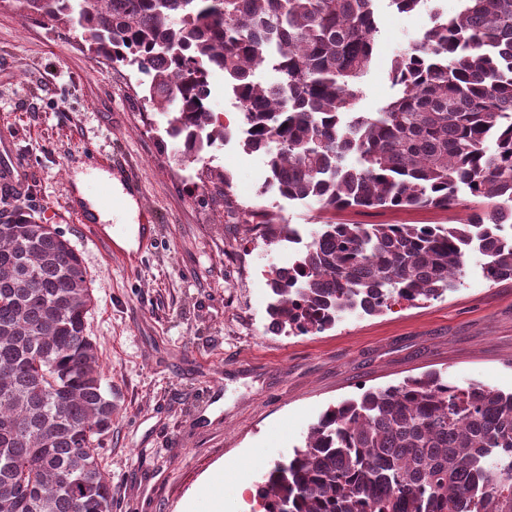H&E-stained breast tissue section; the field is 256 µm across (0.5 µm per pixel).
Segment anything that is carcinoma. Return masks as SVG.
Listing matches in <instances>:
<instances>
[{
    "mask_svg": "<svg viewBox=\"0 0 512 512\" xmlns=\"http://www.w3.org/2000/svg\"><path fill=\"white\" fill-rule=\"evenodd\" d=\"M54 29H82L89 52L145 77L164 137L204 164L201 188L229 200L205 166L232 131L208 104L219 71L240 109L246 150L268 188L323 212L446 209L459 224L325 222L272 271L273 327L323 332L341 314L458 289L466 253L512 279V0H459L393 61L398 97L355 111L374 56L375 0H26ZM268 63L271 83L256 79ZM357 157V165L346 164ZM261 237L292 229L266 210H228ZM92 279L54 224L0 217V512H112L98 463L115 405L88 331ZM264 512H512V392L437 373L328 408L304 445L257 486Z\"/></svg>",
    "mask_w": 512,
    "mask_h": 512,
    "instance_id": "cac0c4a2",
    "label": "carcinoma"
}]
</instances>
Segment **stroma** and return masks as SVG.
<instances>
[{
	"mask_svg": "<svg viewBox=\"0 0 512 512\" xmlns=\"http://www.w3.org/2000/svg\"><path fill=\"white\" fill-rule=\"evenodd\" d=\"M430 0L402 13L374 4L375 59L359 111L397 94L395 55L431 25ZM160 117L128 68L96 61L81 32L29 19L24 0H0V143L24 159L23 197H0V213L35 212L64 232L93 280L89 331L117 406L98 453L112 478V512H256V484L292 455L328 406L371 388L436 371L464 385L512 392V280L491 282L471 253L455 292L428 302H392L380 315L344 314L324 332H274L267 314L270 272L286 266L287 243L268 245L249 225L229 222L223 197L194 189L197 164L175 166L151 124ZM232 176V199L276 213L312 239L320 224H456L468 204L419 210L315 206L267 193L266 158L233 137L209 152ZM120 158L136 184L135 223L158 233L137 267L109 260L73 213L71 193L107 209L106 168ZM223 479H215L216 470Z\"/></svg>",
	"mask_w": 512,
	"mask_h": 512,
	"instance_id": "1",
	"label": "stroma"
}]
</instances>
